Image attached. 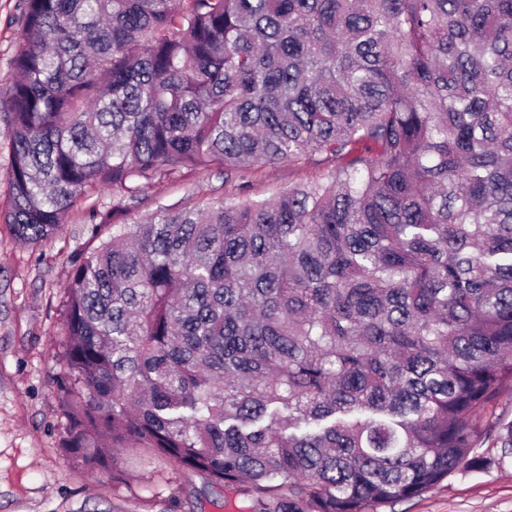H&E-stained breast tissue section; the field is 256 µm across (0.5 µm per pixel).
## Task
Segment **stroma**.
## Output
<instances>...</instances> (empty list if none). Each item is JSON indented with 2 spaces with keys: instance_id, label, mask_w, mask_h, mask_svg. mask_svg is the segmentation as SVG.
I'll use <instances>...</instances> for the list:
<instances>
[{
  "instance_id": "1",
  "label": "stroma",
  "mask_w": 512,
  "mask_h": 512,
  "mask_svg": "<svg viewBox=\"0 0 512 512\" xmlns=\"http://www.w3.org/2000/svg\"><path fill=\"white\" fill-rule=\"evenodd\" d=\"M23 0H0V100L14 80ZM317 160L282 163L251 174L260 196L316 180ZM232 187L223 170H205L154 182L134 203L146 218L158 204L206 202ZM89 200L71 210L53 239L18 241L0 221V512H239L234 495L200 500L199 477L147 448H117L110 461L86 467L65 446L68 421L56 390L64 370L65 287L73 261L89 251ZM485 467L456 473L388 512H512V458L489 441Z\"/></svg>"
}]
</instances>
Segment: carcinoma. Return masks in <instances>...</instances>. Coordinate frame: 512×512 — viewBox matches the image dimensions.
Here are the masks:
<instances>
[{
	"mask_svg": "<svg viewBox=\"0 0 512 512\" xmlns=\"http://www.w3.org/2000/svg\"><path fill=\"white\" fill-rule=\"evenodd\" d=\"M5 223L89 190L57 379L84 466L149 448L245 512H378L512 457V0H25ZM319 158L268 198L246 173ZM223 169L131 221L153 182Z\"/></svg>",
	"mask_w": 512,
	"mask_h": 512,
	"instance_id": "1",
	"label": "carcinoma"
}]
</instances>
